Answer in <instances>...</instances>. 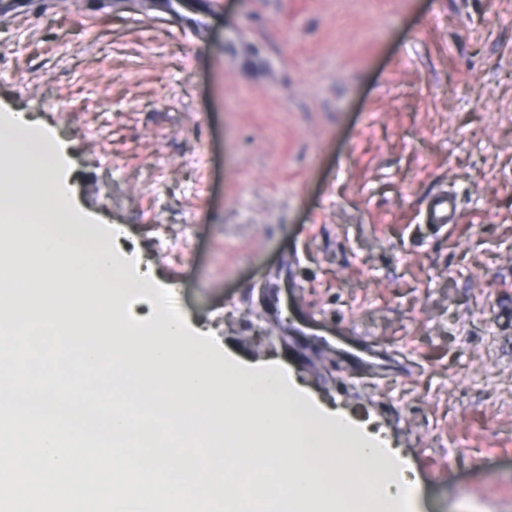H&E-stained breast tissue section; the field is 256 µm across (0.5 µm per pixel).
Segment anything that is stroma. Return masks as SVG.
Listing matches in <instances>:
<instances>
[{"label": "stroma", "instance_id": "35a3bbf8", "mask_svg": "<svg viewBox=\"0 0 512 512\" xmlns=\"http://www.w3.org/2000/svg\"><path fill=\"white\" fill-rule=\"evenodd\" d=\"M8 108L67 144L78 203L184 317L384 429L411 512H512V0H67L0 21ZM271 282L327 318L314 351L337 320L415 372L297 356ZM459 215L456 197L448 191L433 194L423 211L425 224H429L437 233L444 234L457 223Z\"/></svg>", "mask_w": 512, "mask_h": 512}]
</instances>
